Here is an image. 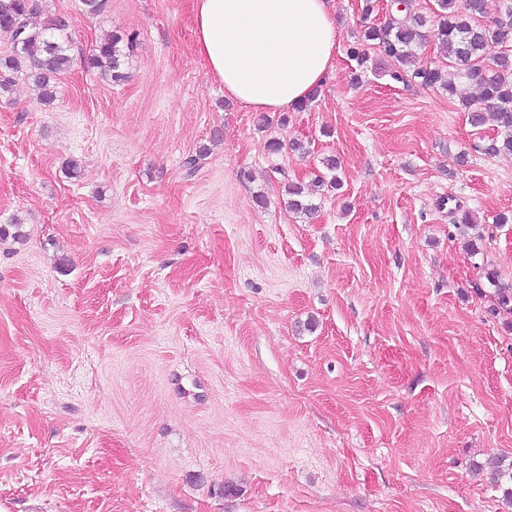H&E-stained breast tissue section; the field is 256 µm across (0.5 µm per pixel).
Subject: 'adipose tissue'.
<instances>
[{"instance_id": "ef3b65f1", "label": "adipose tissue", "mask_w": 512, "mask_h": 512, "mask_svg": "<svg viewBox=\"0 0 512 512\" xmlns=\"http://www.w3.org/2000/svg\"><path fill=\"white\" fill-rule=\"evenodd\" d=\"M193 24L207 75L247 110L296 107L333 71V0H193Z\"/></svg>"}]
</instances>
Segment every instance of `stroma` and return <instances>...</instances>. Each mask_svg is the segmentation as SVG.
Listing matches in <instances>:
<instances>
[{
    "label": "stroma",
    "instance_id": "35a3bbf8",
    "mask_svg": "<svg viewBox=\"0 0 512 512\" xmlns=\"http://www.w3.org/2000/svg\"><path fill=\"white\" fill-rule=\"evenodd\" d=\"M39 4L71 64L0 93V512H512L476 470L512 460V154L352 60L385 0H335V69L283 114L206 76L192 0ZM121 39L114 35L96 44L90 56V64L93 68L99 69L101 75L111 81L120 80L119 72L123 53L119 46ZM486 279L494 287V307L492 311L497 314H506L512 317V285L498 284L493 273H487Z\"/></svg>",
    "mask_w": 512,
    "mask_h": 512
}]
</instances>
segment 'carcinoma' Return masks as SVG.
I'll list each match as a JSON object with an SVG mask.
<instances>
[{
    "label": "carcinoma",
    "mask_w": 512,
    "mask_h": 512,
    "mask_svg": "<svg viewBox=\"0 0 512 512\" xmlns=\"http://www.w3.org/2000/svg\"><path fill=\"white\" fill-rule=\"evenodd\" d=\"M433 26L440 48L448 59L460 66L459 72L452 73L441 61L422 62L414 47L425 39L421 28L425 21L421 17L408 23L390 17L383 24L365 27L363 38L371 42L384 57L398 64L391 73L395 80L405 77L424 86L439 87L448 94L456 93L454 79L476 87V98L463 97L460 104L469 112L472 124L480 125L484 116L481 105L495 111L500 135L492 138L483 147L487 155L512 153V57L502 52L492 55V48L512 43V2L499 9V16L491 25L475 23L473 16L485 12V0H437ZM40 12L34 0H0V31L7 32L12 39V54L0 62V91H6L12 83V74L27 69L26 76L40 89V100L49 103L54 100L53 81L70 67L69 45L54 33L66 30L67 24L61 16H50L40 24L33 22ZM121 39L110 36L96 44L90 56L92 67L99 69L105 78L121 79L120 67L123 53ZM494 57L493 68L485 71L482 64ZM494 287V307L497 314L512 317V285L497 283L492 273L486 275ZM491 473L502 480L512 481V461L493 456L486 461Z\"/></svg>",
    "instance_id": "cac0c4a2"
}]
</instances>
